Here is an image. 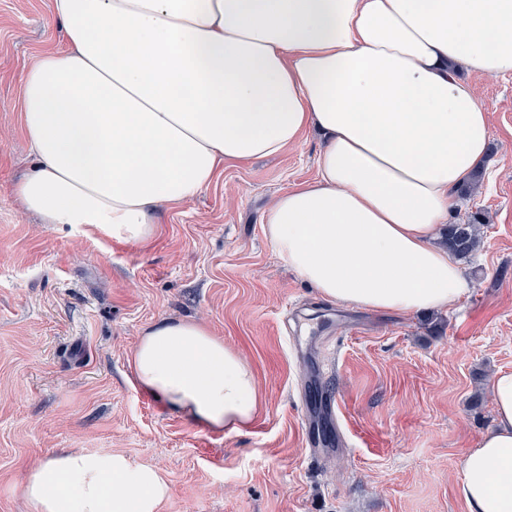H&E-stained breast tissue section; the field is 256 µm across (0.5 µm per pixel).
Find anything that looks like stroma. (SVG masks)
<instances>
[{
    "label": "stroma",
    "mask_w": 512,
    "mask_h": 512,
    "mask_svg": "<svg viewBox=\"0 0 512 512\" xmlns=\"http://www.w3.org/2000/svg\"><path fill=\"white\" fill-rule=\"evenodd\" d=\"M62 47L51 0H0V512H30L26 473L64 448L154 466L172 488L160 512H465L462 458L493 423V375L512 369V74L463 75L490 124L479 191L448 214L486 215L461 261L469 288L396 315L323 300L264 237L267 206L316 175L312 133L225 163L144 245L23 212L21 79ZM160 318L204 324L250 364L247 433L133 386L130 354Z\"/></svg>",
    "instance_id": "stroma-1"
}]
</instances>
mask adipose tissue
<instances>
[{
	"instance_id": "obj_1",
	"label": "adipose tissue",
	"mask_w": 512,
	"mask_h": 512,
	"mask_svg": "<svg viewBox=\"0 0 512 512\" xmlns=\"http://www.w3.org/2000/svg\"><path fill=\"white\" fill-rule=\"evenodd\" d=\"M65 47L22 76L34 168L14 186L46 224L129 243L229 161L322 138L317 175L263 213L280 261L324 298L445 310L466 291L437 240L488 153L461 71L512 74V0H52ZM133 384L195 425L241 433L261 403L247 361L204 325L162 318ZM494 425L462 459L466 512H512V370ZM31 512H159L160 472L109 450L61 451L23 482Z\"/></svg>"
}]
</instances>
